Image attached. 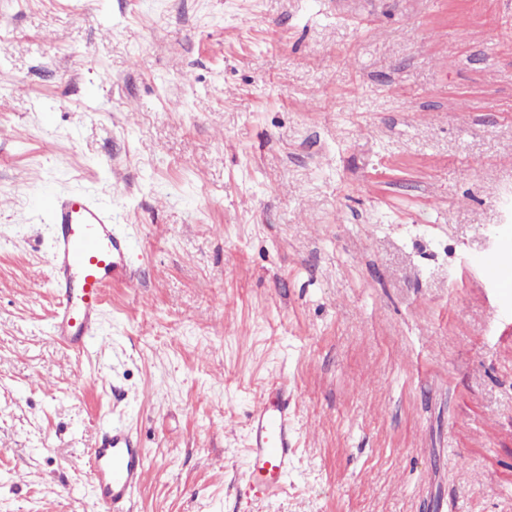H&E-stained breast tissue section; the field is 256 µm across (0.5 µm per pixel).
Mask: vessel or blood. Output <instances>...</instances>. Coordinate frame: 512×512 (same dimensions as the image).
<instances>
[{
  "label": "vessel or blood",
  "instance_id": "b4317fda",
  "mask_svg": "<svg viewBox=\"0 0 512 512\" xmlns=\"http://www.w3.org/2000/svg\"><path fill=\"white\" fill-rule=\"evenodd\" d=\"M47 205L53 224L48 261L57 299L52 334L80 354L95 330L106 288L134 276L128 237L113 224L111 210L87 196L51 199ZM291 402L287 386L275 383L249 415L247 481L271 495L285 489L295 452ZM91 468L102 512H130L146 461L125 428L102 430Z\"/></svg>",
  "mask_w": 512,
  "mask_h": 512
}]
</instances>
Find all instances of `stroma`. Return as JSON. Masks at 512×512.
Segmentation results:
<instances>
[{"label": "stroma", "mask_w": 512, "mask_h": 512, "mask_svg": "<svg viewBox=\"0 0 512 512\" xmlns=\"http://www.w3.org/2000/svg\"><path fill=\"white\" fill-rule=\"evenodd\" d=\"M140 285L51 335L43 201ZM0 512H512V0H0ZM293 394L287 486L243 477ZM291 402L288 387L274 383L249 415L247 481L269 495L285 489L295 452ZM90 459L93 493L101 511L131 512V498L146 472L142 448L125 428L111 425L101 431Z\"/></svg>", "instance_id": "obj_1"}]
</instances>
